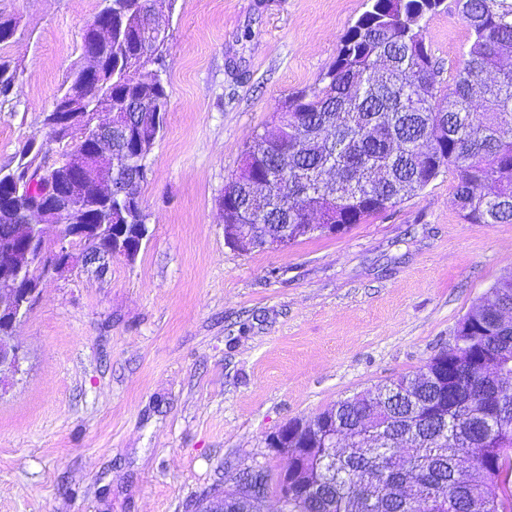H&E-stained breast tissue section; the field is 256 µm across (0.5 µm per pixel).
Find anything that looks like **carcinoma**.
Returning a JSON list of instances; mask_svg holds the SVG:
<instances>
[{
  "mask_svg": "<svg viewBox=\"0 0 512 512\" xmlns=\"http://www.w3.org/2000/svg\"><path fill=\"white\" fill-rule=\"evenodd\" d=\"M446 0H366V10L341 37L336 61L320 86L288 97L276 130L244 150L237 185L238 222L288 225V238L347 232L422 190L441 172L455 175L453 204L470 224L512 222V0L457 3L469 45L452 83L423 37L426 18ZM112 41L95 50L103 77L84 100L118 112L131 108L158 137L168 105L162 48L139 52L140 28L153 19L151 0H111ZM15 74L0 58V97ZM134 130L112 133L115 164L134 156ZM50 169L46 153L23 147L15 166L0 168V199L28 207ZM280 181L258 187L269 174ZM116 198L96 224L125 211ZM336 231H331V225ZM456 335L470 340L457 363L442 351L414 375L391 379L373 394L339 400L315 417L343 447L310 452L302 483L280 512H512V272L474 305ZM224 498V512L257 510L251 470Z\"/></svg>",
  "mask_w": 512,
  "mask_h": 512,
  "instance_id": "obj_1",
  "label": "carcinoma"
}]
</instances>
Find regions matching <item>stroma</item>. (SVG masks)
<instances>
[{
  "mask_svg": "<svg viewBox=\"0 0 512 512\" xmlns=\"http://www.w3.org/2000/svg\"><path fill=\"white\" fill-rule=\"evenodd\" d=\"M100 0H0V167L44 139L83 65ZM168 23L166 124L139 188L135 260L45 278L0 382V512H193L240 473L288 467L266 438L418 371L512 270V224H469L444 172L390 211L285 251L224 240L219 197L288 97L314 87L366 0H153ZM424 39L451 83L468 45L456 9Z\"/></svg>",
  "mask_w": 512,
  "mask_h": 512,
  "instance_id": "obj_1",
  "label": "stroma"
}]
</instances>
